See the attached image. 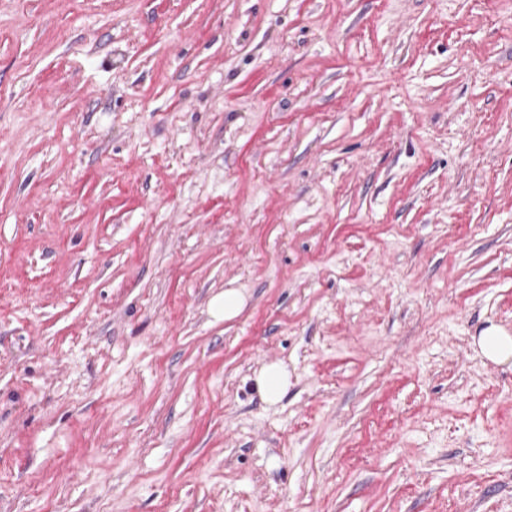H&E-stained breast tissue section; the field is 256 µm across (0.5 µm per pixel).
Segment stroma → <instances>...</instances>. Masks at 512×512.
<instances>
[{
	"label": "stroma",
	"instance_id": "obj_1",
	"mask_svg": "<svg viewBox=\"0 0 512 512\" xmlns=\"http://www.w3.org/2000/svg\"><path fill=\"white\" fill-rule=\"evenodd\" d=\"M492 324L512 0H0V512H512ZM244 306V297L242 293L236 289H228L224 291V295L218 298L215 302L217 311L223 316L224 319L236 316ZM256 386L269 404L277 403L288 388V371L280 363L265 365L255 378Z\"/></svg>",
	"mask_w": 512,
	"mask_h": 512
}]
</instances>
